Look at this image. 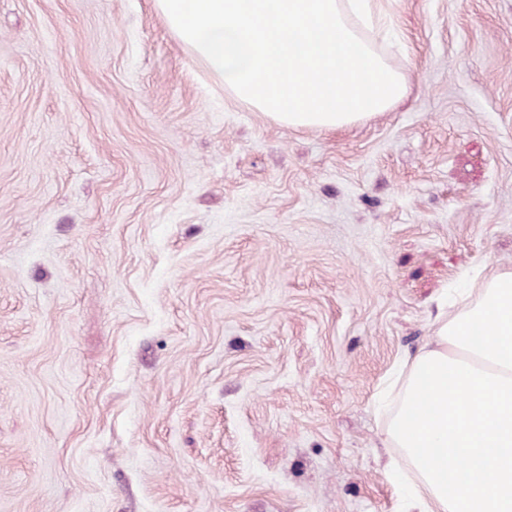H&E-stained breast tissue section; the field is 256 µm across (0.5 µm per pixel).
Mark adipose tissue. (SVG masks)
<instances>
[{"label": "adipose tissue", "mask_w": 512, "mask_h": 512, "mask_svg": "<svg viewBox=\"0 0 512 512\" xmlns=\"http://www.w3.org/2000/svg\"><path fill=\"white\" fill-rule=\"evenodd\" d=\"M380 398L416 512H512V267L438 315Z\"/></svg>", "instance_id": "obj_1"}]
</instances>
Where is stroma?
Returning a JSON list of instances; mask_svg holds the SVG:
<instances>
[{
    "mask_svg": "<svg viewBox=\"0 0 512 512\" xmlns=\"http://www.w3.org/2000/svg\"><path fill=\"white\" fill-rule=\"evenodd\" d=\"M404 100L294 130L154 0H0V512H404L376 393L512 267V0H388Z\"/></svg>",
    "mask_w": 512,
    "mask_h": 512,
    "instance_id": "obj_1",
    "label": "stroma"
}]
</instances>
